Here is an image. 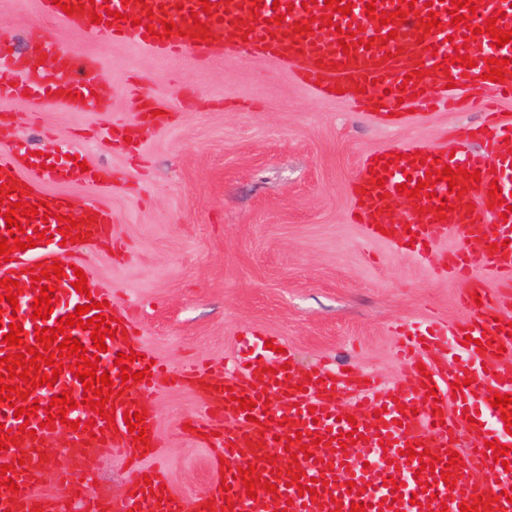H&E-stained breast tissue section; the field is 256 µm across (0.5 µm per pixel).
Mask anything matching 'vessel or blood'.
Here are the masks:
<instances>
[{
    "mask_svg": "<svg viewBox=\"0 0 512 512\" xmlns=\"http://www.w3.org/2000/svg\"><path fill=\"white\" fill-rule=\"evenodd\" d=\"M48 12L69 27L85 34L112 42L130 41L149 52L156 59L170 61L191 54L208 59L214 46V36H222L229 51H244L258 57L275 59L293 67L300 81L315 92L326 93L328 88L344 90L358 107L380 105L379 116L388 119L396 115L398 122H406L408 113L402 112L398 100L402 93L416 95L421 105L431 109L447 106V83L456 86L480 87L489 90L492 100L512 99V42L494 46L489 34L472 36L467 27H453L451 16L443 0L423 4L417 0L415 9L406 13L404 21L392 27L379 25L366 14L367 0H353L350 14L333 13L331 25L320 19L322 6L317 0H293V8L274 6L273 0H260L257 12H250L248 0H212L209 13H202L200 0H94L93 12L66 15L53 0H42ZM477 11L472 24L481 27L489 17H496L498 28L512 30V0H473ZM123 11L124 19L112 23L94 24L91 13L105 14L106 10ZM199 13L211 36L194 42L192 13ZM435 13L443 22V29H431L419 34L420 16ZM284 14L282 22H275V14ZM173 22L171 37L158 39L163 21ZM310 23V31L294 34L295 23ZM362 25L371 47L358 46L356 38H348L351 55H344L338 46L339 28ZM396 30L395 39H388L389 30ZM467 45V54L476 62L475 67L464 68L450 63L449 55L457 46ZM40 55L45 62L34 65L27 56L0 51V97L14 95L9 80L2 73L18 75L34 107L40 111L62 108L71 112L100 110L106 100L100 93L101 82L94 61L54 42H41ZM506 60V79L502 82L485 80L487 59ZM423 72L417 84H405L406 75ZM143 105L138 115L141 125L157 126L163 123L160 102L148 90H141ZM464 142L463 150L449 153L447 147L409 145L383 151L386 168L375 165L373 157H366L355 178V189L364 191L361 204L355 205L361 225L368 232L377 227L390 229L393 245L412 255L417 261L431 263L433 255H440L449 270L465 276L478 266L488 265L512 275V150L506 142L512 139V118L500 113L489 114L480 128H462L456 133ZM423 159L410 163L414 152ZM433 161L435 170L443 166L463 167L466 171H479V181H467L463 195L450 193L447 181L433 187L437 196L448 198L453 210L446 219H439L437 211L428 210L426 195L408 197L399 191V184L415 188L424 180L426 161ZM44 160L34 158L32 165L18 167L14 162L0 163V175L12 177L16 191L10 201L23 200L36 204L39 215L27 223L26 232L49 226L53 239L39 241L35 247L16 252L14 260L0 259V279L19 281L27 300L23 309L0 314V358L10 354L4 343L5 325L20 322L27 345H35L36 328L58 326L60 318L74 313L77 306L93 300L104 303L105 317L119 319L125 336L108 341L106 352L101 353L98 367L108 372L114 384H121L123 373L149 370L148 378L134 383L122 395V404L116 405L115 428H108L102 417L94 416L83 406L84 386L72 371L59 375L54 386H40L32 390V398L40 407L30 417L34 438L24 439L21 446L0 450V465H9V478L18 485L17 491L0 486V512H57L59 505L41 491L43 479L63 491L72 503L81 505L84 512H96L97 502L88 497L83 474L89 473L92 463L88 448H109L139 457L132 435L124 421L126 410L133 405L154 406V389L158 382L168 387L182 388L194 382L206 381L205 396L210 414L205 422L196 423L197 431L207 436L206 445L215 458L226 460L229 492L212 485L208 494L219 512L227 500H234L233 512H350L352 504H365V512H460L461 505H473L478 498L474 491L476 473H484L485 490L497 498L492 508L479 512H512V435L506 431L500 409L488 402L489 393L512 395V290L504 293L482 294L481 298L466 295L462 304L470 311L469 318L457 326L414 324L398 326V352L407 361L403 379L386 388L378 378L364 379L356 375L346 379L322 367L302 375L298 367L288 366V354H277L272 360L239 362L229 375H200L192 367L172 369L154 363L145 354L129 308L114 301L109 289L90 286L88 295L74 288V268H85L75 244L63 243L58 235V215L70 214L66 198H57L50 207H43L39 186L45 181L73 182L94 185L93 171L81 170L63 154L51 152L50 168H42ZM384 178V188H376V178ZM497 187L505 197L501 207H490L488 191ZM79 233L88 242L111 249L117 241L118 231L112 214L99 208L95 221L79 224ZM460 232L469 240V247L437 253L438 242L449 234ZM58 260L68 272L59 282V303L48 319L32 320L30 305L40 289L34 288L28 274L34 264ZM486 338V350H478L475 341ZM138 352L139 358L119 368V354ZM434 387L435 397H428L427 387ZM70 389L77 406L69 410L67 421L46 429V408L52 397L61 396ZM256 399L253 411L237 409L239 398ZM442 408L444 416L433 415V408ZM94 422L95 435L71 430L70 422ZM467 432L470 447L457 446L460 432ZM364 435L362 454L342 448L338 436L348 433ZM66 435L69 444L66 462L49 466L41 460L38 449L42 442L52 441L56 435ZM421 443L440 461L434 471H424L419 461L407 460L402 451L407 444ZM508 445L505 463H496L492 443ZM312 445L313 458L301 461L303 474L299 485H291L290 473L259 472L258 477L276 484V492L258 491L248 497L241 479L235 471L255 462L257 457L285 456L287 448ZM459 450L461 464L449 465L450 450ZM451 470L457 481L454 488L436 482L435 476ZM354 482V490H347V482ZM399 482V498H392L390 482ZM316 485L319 496L310 500L299 495L302 486ZM162 490V499H155L154 490ZM141 507L142 512H203L201 506L186 510L181 496L167 487L161 472L136 468L132 471L123 496L107 503V512H130Z\"/></svg>",
    "mask_w": 512,
    "mask_h": 512,
    "instance_id": "obj_1",
    "label": "vessel or blood"
}]
</instances>
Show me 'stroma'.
<instances>
[{"mask_svg": "<svg viewBox=\"0 0 512 512\" xmlns=\"http://www.w3.org/2000/svg\"><path fill=\"white\" fill-rule=\"evenodd\" d=\"M41 39L96 61L106 108L37 114L30 98L17 94L0 100V118L20 150L61 146L74 161L120 174L121 189L51 182L43 190L79 207L91 201L111 210L132 258L91 255L90 275L137 304L145 349L169 366L190 356L222 364L235 354L239 332L254 329L287 343L301 370L327 359L392 383L406 367L395 350V322L433 315L462 321L470 312L461 295L501 288L483 269L466 278L434 276L351 218V188L364 156L441 144L453 129L479 126L481 105L436 109L391 126L355 111L347 96L301 86L281 65L225 56L220 44L203 68L189 59L161 62L136 46L67 27L39 0H0V47L26 54ZM135 76L172 120L144 130L130 156L97 132L134 121ZM188 88L195 97L187 104ZM155 407L162 447L144 464L193 503L216 477L210 449L184 428L186 418L204 416V397L161 384ZM89 454L95 493L119 496L129 476L124 457L106 448Z\"/></svg>", "mask_w": 512, "mask_h": 512, "instance_id": "35a3bbf8", "label": "stroma"}]
</instances>
